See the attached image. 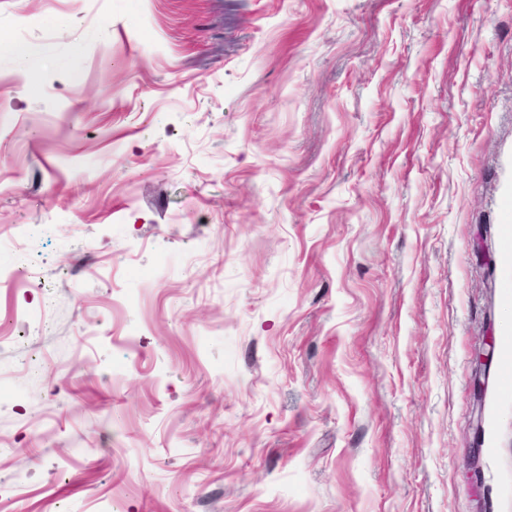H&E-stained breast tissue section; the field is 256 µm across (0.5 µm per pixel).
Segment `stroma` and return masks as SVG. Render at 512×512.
<instances>
[{
	"mask_svg": "<svg viewBox=\"0 0 512 512\" xmlns=\"http://www.w3.org/2000/svg\"><path fill=\"white\" fill-rule=\"evenodd\" d=\"M19 236L0 512H512V0H0Z\"/></svg>",
	"mask_w": 512,
	"mask_h": 512,
	"instance_id": "obj_1",
	"label": "stroma"
}]
</instances>
